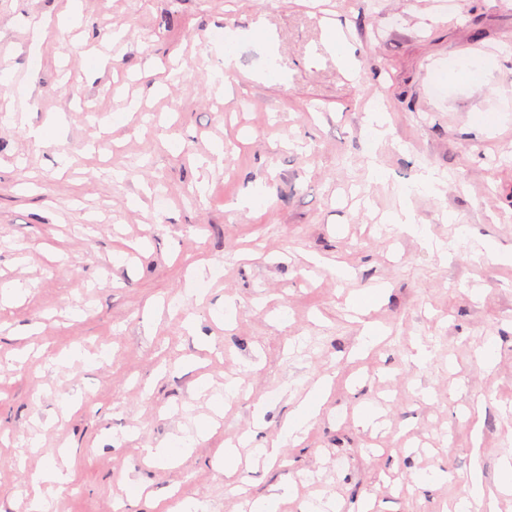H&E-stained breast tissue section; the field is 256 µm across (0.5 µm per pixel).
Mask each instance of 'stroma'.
I'll list each match as a JSON object with an SVG mask.
<instances>
[{
	"mask_svg": "<svg viewBox=\"0 0 512 512\" xmlns=\"http://www.w3.org/2000/svg\"><path fill=\"white\" fill-rule=\"evenodd\" d=\"M435 2L0 0V284L23 289L0 303V512H249L285 482L278 512H451L476 469L512 512V262L487 256L512 252V0ZM323 375L302 440L253 461ZM231 379L222 425L145 462ZM194 439L176 438L160 442L155 448H146L147 456L152 462L174 464L192 451Z\"/></svg>",
	"mask_w": 512,
	"mask_h": 512,
	"instance_id": "1",
	"label": "stroma"
}]
</instances>
